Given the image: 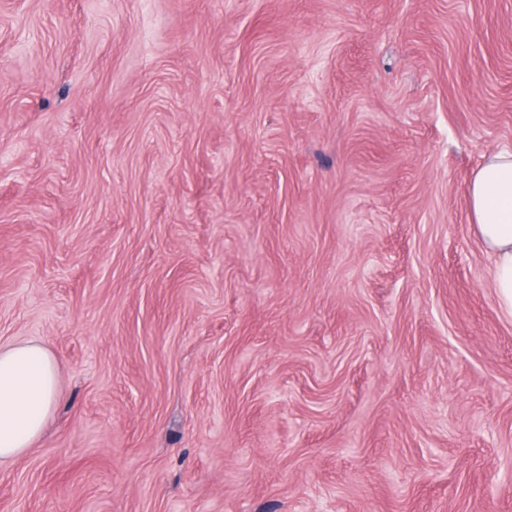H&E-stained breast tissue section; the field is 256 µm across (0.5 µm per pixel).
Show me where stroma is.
<instances>
[{
	"label": "stroma",
	"instance_id": "35a3bbf8",
	"mask_svg": "<svg viewBox=\"0 0 512 512\" xmlns=\"http://www.w3.org/2000/svg\"><path fill=\"white\" fill-rule=\"evenodd\" d=\"M505 148L512 0H0V512H512ZM469 218L494 259L492 277L499 304L512 313V153L490 154L474 175ZM60 398L59 365L49 347L34 340L0 344V467L41 438Z\"/></svg>",
	"mask_w": 512,
	"mask_h": 512
}]
</instances>
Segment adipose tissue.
I'll list each match as a JSON object with an SVG mask.
<instances>
[{
	"label": "adipose tissue",
	"instance_id": "ef3b65f1",
	"mask_svg": "<svg viewBox=\"0 0 512 512\" xmlns=\"http://www.w3.org/2000/svg\"><path fill=\"white\" fill-rule=\"evenodd\" d=\"M469 218L494 259L499 304L512 313V153L490 154L469 193ZM61 398L59 365L34 340L0 344V466L25 454L43 434Z\"/></svg>",
	"mask_w": 512,
	"mask_h": 512
}]
</instances>
